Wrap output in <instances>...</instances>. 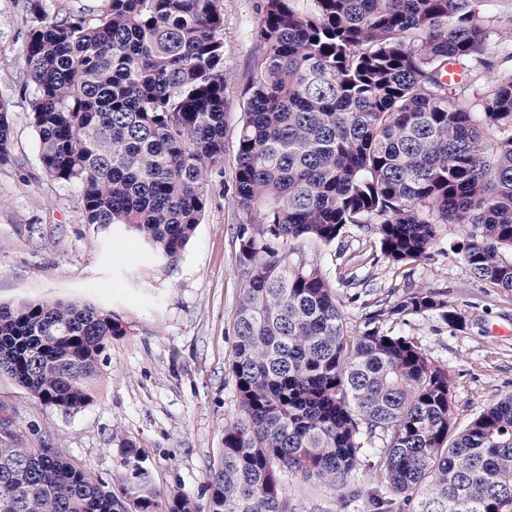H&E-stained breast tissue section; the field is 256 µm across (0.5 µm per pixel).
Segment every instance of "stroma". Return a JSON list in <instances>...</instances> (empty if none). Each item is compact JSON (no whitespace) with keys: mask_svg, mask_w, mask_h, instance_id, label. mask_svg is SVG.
<instances>
[{"mask_svg":"<svg viewBox=\"0 0 512 512\" xmlns=\"http://www.w3.org/2000/svg\"><path fill=\"white\" fill-rule=\"evenodd\" d=\"M33 0H0V99L7 102L12 139L0 161V304L54 299L87 303L125 328L113 338L95 401L74 414L41 406L8 376H0V432L22 433L26 444L48 441L88 469L113 481V436L140 448L162 497L177 493L198 504L208 499L207 474L224 446V428L239 414L229 370L233 325L242 294L236 227L241 216L230 184L236 136L255 70L250 29L258 0H221L224 10L225 133L222 174L211 177L209 203L181 255L162 259L124 226L86 223L77 187L47 177L31 124L23 49ZM488 31L493 67L472 74L490 85L512 69V0H475ZM462 233L443 228L440 250L415 266L396 267L357 230L312 254L339 276L338 253L363 258L357 278L339 286L347 299L350 332L366 312L416 290L441 292L465 317L450 327L438 314L390 320L448 366L453 417L463 426L512 395V292L478 282L457 249ZM294 512H335L324 484L287 482Z\"/></svg>","mask_w":512,"mask_h":512,"instance_id":"obj_1","label":"stroma"}]
</instances>
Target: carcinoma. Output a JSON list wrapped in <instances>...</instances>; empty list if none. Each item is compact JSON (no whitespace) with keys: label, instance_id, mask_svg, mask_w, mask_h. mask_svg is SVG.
I'll return each mask as SVG.
<instances>
[{"label":"carcinoma","instance_id":"cac0c4a2","mask_svg":"<svg viewBox=\"0 0 512 512\" xmlns=\"http://www.w3.org/2000/svg\"><path fill=\"white\" fill-rule=\"evenodd\" d=\"M103 2L93 22L46 10L32 21L23 61L39 160L78 187L87 223L122 224L173 259L224 163V13L220 0ZM473 2L260 0L233 179L240 415L209 469L206 510L182 493L161 501L125 438H112L120 499L63 449L9 437L0 512H292L287 477L328 486L336 512H512V396L456 429L448 366L384 327L434 312L454 327L462 315L413 291L351 335L345 301L309 256L353 226L388 263H419L448 224L474 278L512 292V72L483 91L445 80L450 62L490 68ZM10 137L0 101V159ZM125 333L90 305H0V375L77 412Z\"/></svg>","mask_w":512,"mask_h":512}]
</instances>
